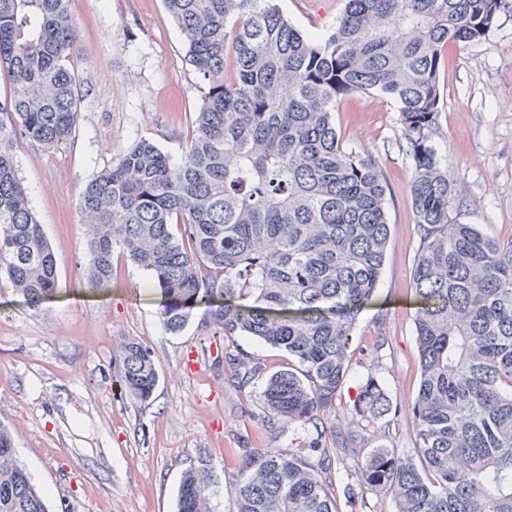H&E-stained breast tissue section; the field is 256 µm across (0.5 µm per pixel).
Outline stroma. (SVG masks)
Returning a JSON list of instances; mask_svg holds the SVG:
<instances>
[{"label":"stroma","mask_w":512,"mask_h":512,"mask_svg":"<svg viewBox=\"0 0 512 512\" xmlns=\"http://www.w3.org/2000/svg\"><path fill=\"white\" fill-rule=\"evenodd\" d=\"M304 33L323 36L346 0H276ZM77 37L67 65L80 81L70 143L55 149L18 139L19 175L56 259L55 297L31 306L0 284V424L50 512H176L182 473L213 474L212 512H234L244 456L301 441L300 429L269 427L259 382L239 384L232 357L271 374L287 352L248 336L225 337L206 305L170 332L150 274L122 254L112 285L87 288V231L78 210L93 174L146 139L180 157L207 86L190 63L163 0H69ZM435 143L459 194L452 216L489 235L512 238V7L486 41L445 52ZM344 142L369 156L390 190L391 224L383 274L370 305L353 318L349 376L336 398V424L354 432L335 463L337 490L353 487L355 508L398 512L392 495L364 484L361 463L374 448L410 453V407L420 382L413 268L419 239L411 203V161L395 103L355 93L335 112ZM130 339L149 347L159 381L151 402L126 395L114 364ZM375 375L395 413L360 426L359 385Z\"/></svg>","instance_id":"obj_1"}]
</instances>
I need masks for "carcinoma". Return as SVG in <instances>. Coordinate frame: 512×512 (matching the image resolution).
I'll use <instances>...</instances> for the list:
<instances>
[{
	"instance_id": "carcinoma-1",
	"label": "carcinoma",
	"mask_w": 512,
	"mask_h": 512,
	"mask_svg": "<svg viewBox=\"0 0 512 512\" xmlns=\"http://www.w3.org/2000/svg\"><path fill=\"white\" fill-rule=\"evenodd\" d=\"M508 2L348 0L333 31L315 37L273 0H164L207 92L180 161L139 140L87 181L84 276L109 288L118 249L151 275L170 331L206 304L225 337L296 360L264 379L258 405L272 426L312 429L309 441L248 453L236 512H339L332 464L349 437L332 410L350 370L347 314L373 300L390 237L383 174L336 129V104L352 93L398 105L419 238L415 445L406 456L372 449L364 483L392 494L398 512H512V239L453 221L455 189L435 144L444 50L484 40ZM67 3L0 0V68L11 81L0 102V276L30 304L56 293V261L13 147L23 138L58 148L75 131ZM116 363L127 393L150 401L153 352L130 340ZM354 408L367 422L392 411L372 376ZM211 481L206 467L186 469L177 512H209ZM0 512H49L3 425Z\"/></svg>"
}]
</instances>
